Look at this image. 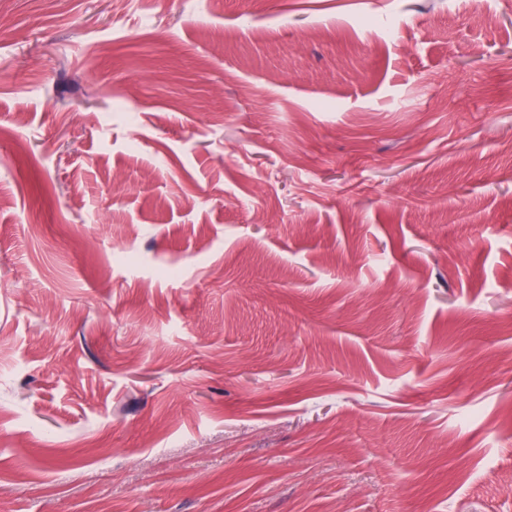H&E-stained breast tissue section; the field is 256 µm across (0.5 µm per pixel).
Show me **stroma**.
<instances>
[{
	"mask_svg": "<svg viewBox=\"0 0 512 512\" xmlns=\"http://www.w3.org/2000/svg\"><path fill=\"white\" fill-rule=\"evenodd\" d=\"M0 512H512V0H0Z\"/></svg>",
	"mask_w": 512,
	"mask_h": 512,
	"instance_id": "obj_1",
	"label": "stroma"
}]
</instances>
